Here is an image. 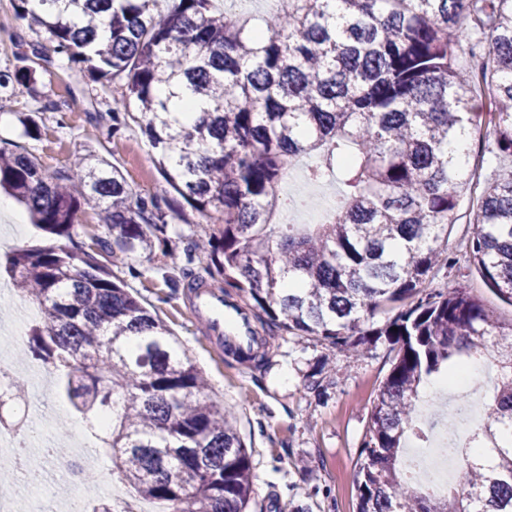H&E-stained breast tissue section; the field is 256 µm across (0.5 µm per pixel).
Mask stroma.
Segmentation results:
<instances>
[{
  "instance_id": "obj_1",
  "label": "stroma",
  "mask_w": 512,
  "mask_h": 512,
  "mask_svg": "<svg viewBox=\"0 0 512 512\" xmlns=\"http://www.w3.org/2000/svg\"><path fill=\"white\" fill-rule=\"evenodd\" d=\"M11 0H0V147L24 148L48 169L82 166L97 156L122 172L130 188L146 200L165 202L177 194L159 172L143 130L127 122L112 133V108L121 99L120 81L93 80L84 66H59L44 31L13 18ZM35 70L36 81L18 86L14 73ZM28 115L40 126L38 138L26 137L20 123ZM0 214V259L22 246L53 244L54 238L24 218ZM173 220L175 255H183L190 239L217 233L220 213L201 217L189 206ZM474 210L463 199L458 219L448 227L449 261L434 272L432 287L467 286L493 309L503 323L512 322V305L500 300L482 282L465 257L466 234ZM141 303L181 342L187 355L210 383V398L231 408L237 429L252 453L253 500L250 512H289L301 502L309 512H356L353 481L366 438L373 399L391 367L393 353L386 339L368 345L363 354L331 348L312 337L278 336L269 352V369H255L219 355L202 336L189 311L186 292L171 293L157 265L163 257L135 267L98 254ZM327 367L319 389L309 376L319 362Z\"/></svg>"
}]
</instances>
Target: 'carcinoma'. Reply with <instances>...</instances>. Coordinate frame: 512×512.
<instances>
[{"label": "carcinoma", "mask_w": 512, "mask_h": 512, "mask_svg": "<svg viewBox=\"0 0 512 512\" xmlns=\"http://www.w3.org/2000/svg\"><path fill=\"white\" fill-rule=\"evenodd\" d=\"M15 17L48 34L60 66L124 82L112 121L128 113L149 137L166 182L193 210L224 214L220 235L193 241L219 290L246 297L255 348L224 356L255 367L279 331L355 353L384 336L397 346L372 402L355 473L357 512H512V322L468 288L430 287L448 261V225L470 189L469 154L448 142L486 134L512 157V0H288L250 26L211 0H13ZM468 55L476 65L458 66ZM488 89L484 107L474 89ZM196 100L191 123L176 102ZM315 154L307 180L343 194L327 224H275L285 166ZM0 189L34 223L74 242L81 205L101 207L122 259L168 248L178 210L138 196L103 159L48 172L0 148ZM468 262L512 305V169L480 185ZM6 271L37 306L24 345L57 373L87 423L110 413L102 438L112 473L167 512H248L251 453L233 413L180 341L96 255L66 245L19 248ZM396 311L383 326L362 325ZM494 358L500 375L487 417L461 450L466 495L421 493L401 470L423 382L454 379L456 355Z\"/></svg>", "instance_id": "1"}]
</instances>
